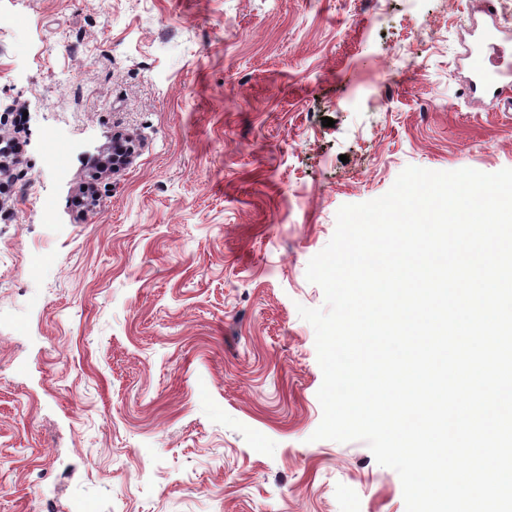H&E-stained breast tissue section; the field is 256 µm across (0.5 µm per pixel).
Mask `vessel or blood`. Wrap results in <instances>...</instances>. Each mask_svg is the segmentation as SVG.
Wrapping results in <instances>:
<instances>
[{
    "instance_id": "vessel-or-blood-1",
    "label": "vessel or blood",
    "mask_w": 512,
    "mask_h": 512,
    "mask_svg": "<svg viewBox=\"0 0 512 512\" xmlns=\"http://www.w3.org/2000/svg\"><path fill=\"white\" fill-rule=\"evenodd\" d=\"M480 11L488 17V24L474 27L473 39L466 46L463 61L468 73L470 90H483L500 95L503 83L512 84V59H506L499 43L498 25L492 24L495 15L494 0H480Z\"/></svg>"
}]
</instances>
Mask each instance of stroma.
Returning <instances> with one entry per match:
<instances>
[{"instance_id":"1","label":"stroma","mask_w":512,"mask_h":512,"mask_svg":"<svg viewBox=\"0 0 512 512\" xmlns=\"http://www.w3.org/2000/svg\"><path fill=\"white\" fill-rule=\"evenodd\" d=\"M474 17L0 0V512H406L365 442L313 440L297 308L341 206L512 168V107L464 81Z\"/></svg>"}]
</instances>
